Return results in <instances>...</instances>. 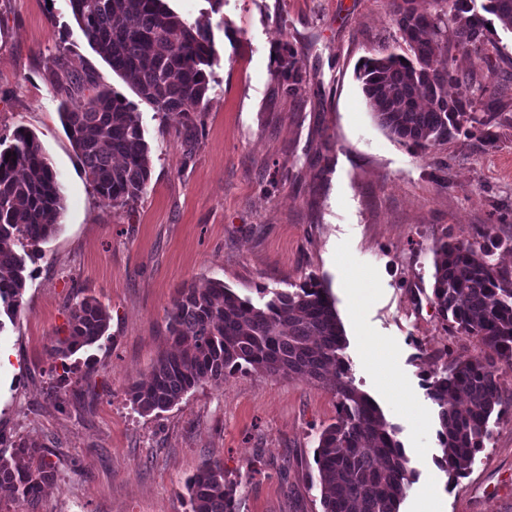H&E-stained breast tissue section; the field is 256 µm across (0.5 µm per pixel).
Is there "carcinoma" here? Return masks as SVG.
I'll return each mask as SVG.
<instances>
[{"instance_id": "cac0c4a2", "label": "carcinoma", "mask_w": 512, "mask_h": 512, "mask_svg": "<svg viewBox=\"0 0 512 512\" xmlns=\"http://www.w3.org/2000/svg\"><path fill=\"white\" fill-rule=\"evenodd\" d=\"M68 2L91 48L193 151L203 136L216 62L209 22H188L166 0ZM415 2L392 0L395 43L405 44L407 53L386 47L358 68L370 108L390 134L424 151L460 135L478 134L494 145L498 117L479 113L472 84L453 55L460 50L476 65L488 62L487 23L471 12L469 0H428L426 8ZM488 11L512 31V0H489ZM283 50V90L295 96L302 89L300 53L288 43ZM65 78L80 90L91 74L74 69ZM450 86L459 92L448 95ZM60 116L96 193L115 206L138 202L149 184L151 158L134 105L102 90L63 104ZM63 210L56 174L38 138L21 127L10 143L0 138V308L12 321L26 287V259L56 233ZM432 252L438 313L485 350L481 358H456L427 384L439 408L443 455L437 463L456 480L483 449L490 418L502 405L503 368L512 369V276L483 247L439 240ZM260 294L266 301L255 304L216 281L178 289L167 311L171 347L147 382L130 387L133 408L141 414L166 411L198 384L219 386L247 369L312 377L331 388L338 409L315 450L324 512H400L414 471L396 439L397 427L354 385L329 288L311 278L294 291L262 288ZM67 308V335L49 348L64 369L70 356L101 341L110 323L93 296L76 293ZM54 479L44 448L35 443L20 441L10 457L0 454V497L23 500L34 510ZM186 488L191 512H236L233 483L219 462L204 464Z\"/></svg>"}]
</instances>
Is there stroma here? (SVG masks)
Returning a JSON list of instances; mask_svg holds the SVG:
<instances>
[{"label":"stroma","mask_w":512,"mask_h":512,"mask_svg":"<svg viewBox=\"0 0 512 512\" xmlns=\"http://www.w3.org/2000/svg\"><path fill=\"white\" fill-rule=\"evenodd\" d=\"M488 64L457 67L503 106L487 147L458 137L424 152L391 136L357 68L396 33L391 0H170L209 13L217 62L203 138L174 129L90 47L68 0H0V136L40 140L65 209L39 246L15 322L0 331V451L48 448L56 477L36 509L0 512H190L187 480L220 461L236 512H323L315 449L336 397L310 377L251 370L201 383L169 410L135 412L127 391L170 345L166 310L188 283L224 282L259 301L315 278L336 300L355 385L395 424L417 476L400 512H512V369L475 463L452 480L437 465L438 408L426 380L476 338L446 327L432 302L435 241L490 248L512 273V32L488 0ZM301 53L303 90L278 88L279 40ZM92 72L133 102L151 147L150 182L131 208L96 194L60 118L64 66ZM111 315L108 338L60 363L72 286Z\"/></svg>","instance_id":"stroma-1"}]
</instances>
